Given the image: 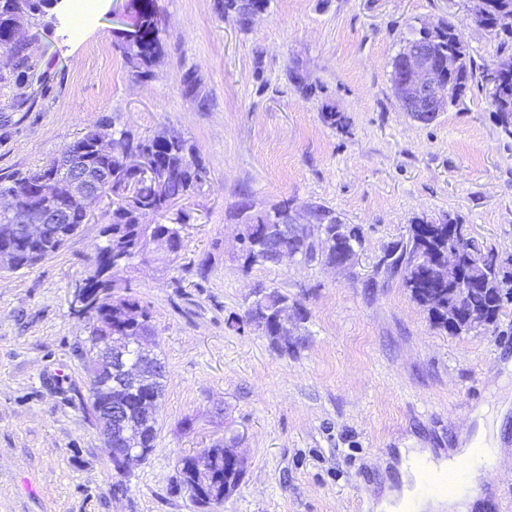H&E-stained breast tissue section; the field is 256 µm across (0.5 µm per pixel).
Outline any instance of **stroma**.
Here are the masks:
<instances>
[{"label": "stroma", "mask_w": 512, "mask_h": 512, "mask_svg": "<svg viewBox=\"0 0 512 512\" xmlns=\"http://www.w3.org/2000/svg\"><path fill=\"white\" fill-rule=\"evenodd\" d=\"M92 20L63 0L41 35L50 64L30 111L0 87V178L25 173L107 121L194 146L206 183L173 205L184 225L176 261L120 272L115 291L147 304L166 364L148 460L117 476L88 399L89 322L70 309L94 270L103 209L54 257L0 276V512H194L175 489L178 461L233 440L246 461L239 489L213 512H374L397 487L404 448L447 452L475 413L502 414V464L482 512H512V306L496 330L451 336L400 278H373L382 248L415 217L445 216L512 256V136L478 88L430 124L400 106L392 58L411 27L451 20L477 62L500 42L474 22L471 0H267L241 24L217 0H156L164 54L152 79L131 78L113 47L128 0H95ZM194 73L199 95L183 91ZM342 112L349 133L324 123ZM320 205L360 225L351 268H243L238 205ZM208 261L210 272L196 268ZM308 314L291 353L252 328L233 330L257 285Z\"/></svg>", "instance_id": "1"}]
</instances>
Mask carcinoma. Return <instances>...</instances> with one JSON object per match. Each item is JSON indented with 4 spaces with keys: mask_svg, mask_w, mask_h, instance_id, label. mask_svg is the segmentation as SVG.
Listing matches in <instances>:
<instances>
[{
    "mask_svg": "<svg viewBox=\"0 0 512 512\" xmlns=\"http://www.w3.org/2000/svg\"><path fill=\"white\" fill-rule=\"evenodd\" d=\"M27 2L32 31L23 38L13 39L11 32L17 0H0V50H5L11 59V66L0 73V82L13 86L20 99L24 96L22 90L45 81L42 71L44 50L36 29L50 27L45 18L50 15L53 5V0ZM266 3L267 0H224L222 10L233 12L244 20L250 9ZM483 7L488 10V20L491 21L489 30L502 37V55L512 61V55L507 54L512 41V0H477L474 11ZM133 17L130 27L116 30L115 47L132 74L140 80H148L163 55L155 0H147L144 10ZM451 31L453 26L448 23L431 41L435 55L443 59L449 52H456L458 72L454 85L448 88V102H455L466 90L477 86L494 107L498 126L512 136V81L505 89L489 85L486 72L490 64L477 63L467 46L456 41V36L449 35ZM322 120L331 127L349 132V118L342 112H324ZM102 137L116 142L114 153L99 156L91 150V141ZM165 139L166 143L158 149L155 137L117 129L107 122L87 129L76 138V149L85 150L90 164L108 171V178L101 184V196L107 201L109 222L101 230L102 244L95 271L87 278L91 287L97 289L95 313L89 319L88 343L92 347L98 337L108 334L121 337L125 340L126 363L139 365L149 374L146 383L123 395L141 430L142 448L155 445L158 433L156 408L164 390L166 365L155 353L151 354L150 361H145L136 345L137 338L155 333L150 308L135 299L115 294L102 274L112 257L119 259L118 266L124 270L162 243L170 245L174 258L183 249L181 225L139 224L135 221L137 213L163 212L171 203L200 193L205 184L206 171L187 141L173 133ZM135 151L147 155L150 163L165 172V178L156 182L135 178L124 165V155ZM60 164L61 159L53 158L39 168L12 178L8 184L1 183L0 190L9 189L25 199L33 195L40 181L57 171ZM239 213L246 214L239 233L246 242V251L239 255V259L247 269L255 265L276 266L285 252L299 256L306 263H334L344 251L356 253L362 246L363 232L359 225L338 224L336 214L321 206L315 207L313 212L314 224H289L287 232L278 236L271 233V224L278 218L288 217L287 204L257 208L251 202H244ZM450 224L458 229L461 247L472 256L475 278L478 279L475 287L462 296L460 306L465 310L488 311L487 328H493L501 310L512 305V273L505 270L493 249L476 241L468 233L467 226L456 220L446 217L436 222L424 216L414 218L406 236L383 247L373 264L374 275L401 276L411 298L426 309L436 327L453 336L461 335V332L448 328V280L437 279L419 266V253L423 249L431 251L438 263H448ZM288 300V294L263 286L261 295L247 305L243 315L231 319L228 326L237 330L244 325L252 326L276 345L281 336L276 334L275 319L279 315L288 317ZM243 477V473L231 466L222 450L214 453L211 468L205 472L197 471L194 458L187 455L178 464L176 489L207 485L221 491L226 484L240 485Z\"/></svg>",
    "mask_w": 512,
    "mask_h": 512,
    "instance_id": "carcinoma-1",
    "label": "carcinoma"
}]
</instances>
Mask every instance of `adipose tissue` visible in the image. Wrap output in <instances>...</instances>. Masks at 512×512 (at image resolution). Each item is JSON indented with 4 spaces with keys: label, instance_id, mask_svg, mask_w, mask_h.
Masks as SVG:
<instances>
[{
    "label": "adipose tissue",
    "instance_id": "1",
    "mask_svg": "<svg viewBox=\"0 0 512 512\" xmlns=\"http://www.w3.org/2000/svg\"><path fill=\"white\" fill-rule=\"evenodd\" d=\"M492 418H479L475 437L463 447L439 457L428 448H405L399 465L401 489L385 494L380 502L382 512H469L477 502V488L488 482L493 469L491 462L500 450L493 439ZM465 457L470 467L461 482L448 493L429 492L422 479L423 471H442L451 459Z\"/></svg>",
    "mask_w": 512,
    "mask_h": 512
}]
</instances>
